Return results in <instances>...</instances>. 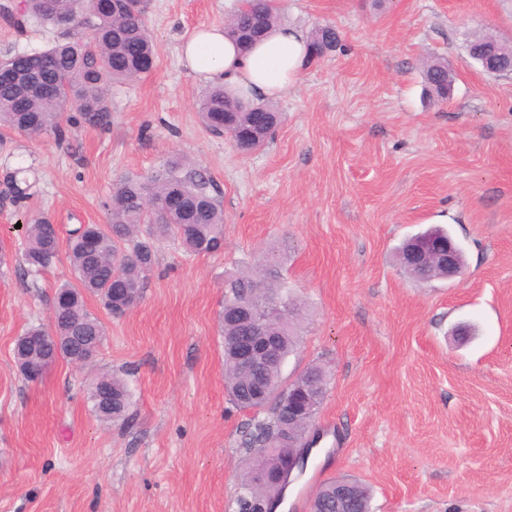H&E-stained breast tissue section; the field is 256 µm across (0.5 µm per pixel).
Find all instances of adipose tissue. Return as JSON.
I'll list each match as a JSON object with an SVG mask.
<instances>
[{"label":"adipose tissue","mask_w":512,"mask_h":512,"mask_svg":"<svg viewBox=\"0 0 512 512\" xmlns=\"http://www.w3.org/2000/svg\"><path fill=\"white\" fill-rule=\"evenodd\" d=\"M180 55L192 74L254 101L287 97L313 63L305 32L286 23L247 51L225 36L223 26H203L183 39Z\"/></svg>","instance_id":"ef3b65f1"}]
</instances>
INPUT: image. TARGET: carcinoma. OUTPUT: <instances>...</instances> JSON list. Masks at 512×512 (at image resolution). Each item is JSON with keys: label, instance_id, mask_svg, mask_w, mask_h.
<instances>
[{"label": "carcinoma", "instance_id": "obj_1", "mask_svg": "<svg viewBox=\"0 0 512 512\" xmlns=\"http://www.w3.org/2000/svg\"><path fill=\"white\" fill-rule=\"evenodd\" d=\"M57 11L70 17L64 26L68 33L43 49L7 53L0 57V130L27 137L51 133L65 135V105L71 104L80 119L90 127L107 128L112 122L107 91L114 83H123L150 72L155 64L153 40L144 14H131L125 0H56ZM16 27L35 17L59 25L48 12L47 0H21L0 6ZM276 0H243L234 19L225 23L227 35L246 51L262 39L277 23ZM342 47L336 29L316 28L310 37L312 54ZM425 81L437 97L448 98V64L434 60L424 67ZM53 89L54 95L36 92L32 83ZM260 107L269 113L270 122L260 130L251 128V110ZM199 115L215 134L224 129L250 136L244 150L266 146L280 123V112L271 103H260L224 93L222 87H210L202 95ZM30 186L13 172L0 181V205L21 211L28 208ZM108 223L78 224L69 231L68 258L75 282L61 284L56 291L49 324L28 327L15 341L14 357L29 381L37 379L41 368L56 356L67 359L69 352L91 345L99 353L105 336L103 323L92 313L86 298H98L113 316H121L141 297L144 282L152 271L157 245L168 239L179 243L190 256L215 253L223 241L224 209L221 191L208 171L197 162L172 155L162 169L141 178L124 176L112 185L103 202ZM60 229L46 218L26 225L20 259L35 274L59 260ZM282 254L273 249L264 252L260 263L224 280V306L219 315L220 335L244 336L251 320L245 307L256 289L271 300L291 305V314L269 323L268 334L278 346L280 359L267 364L260 384L271 399L254 392L249 379L237 369L231 346L224 344L226 391L237 406L265 417L255 420L245 440L254 464L241 484L238 512H259L280 495L279 487L257 476L267 456L279 459L291 453V443L281 436L279 403L276 397L288 392L281 379V367L295 351L301 336L298 301L281 281ZM315 378L324 387L329 374L319 363H311L295 377V383L307 384ZM101 385L89 393L92 411L101 422L125 417L131 403L126 382L114 375L99 376ZM324 400L319 395L311 404V413L299 417L293 426V438L303 439ZM350 486V504L344 512H371V493L356 479H345ZM336 481L322 485L311 501V512H326L336 503Z\"/></svg>", "mask_w": 512, "mask_h": 512}]
</instances>
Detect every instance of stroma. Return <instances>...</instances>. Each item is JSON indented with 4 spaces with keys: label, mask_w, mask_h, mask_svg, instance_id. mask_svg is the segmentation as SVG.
I'll return each mask as SVG.
<instances>
[{
    "label": "stroma",
    "mask_w": 512,
    "mask_h": 512,
    "mask_svg": "<svg viewBox=\"0 0 512 512\" xmlns=\"http://www.w3.org/2000/svg\"><path fill=\"white\" fill-rule=\"evenodd\" d=\"M238 6L148 0L156 63L112 86L109 128L72 125L62 141L0 133V170L24 168L35 191L27 211L0 208V512H237L253 413L224 388V279L283 244L304 319L282 376L313 362L330 375L288 512H309L338 477L369 487L372 512H512V75H487L466 52L478 31L512 42V0H279L281 22L332 26L342 47L277 100L275 136L251 153L202 125L208 84L178 56L187 31L224 24ZM59 35L0 19V54ZM436 59L454 76L444 101L423 77ZM174 153L219 183L223 249L189 258L164 241L134 308L114 317L88 298L105 328L95 362L25 380L14 342L47 322L73 275L65 256L27 274L16 224L106 223L113 183L154 174ZM434 222L465 270L417 282L396 249ZM460 324L472 330L463 341ZM107 371L132 396L114 423L88 400Z\"/></svg>",
    "instance_id": "stroma-1"
}]
</instances>
